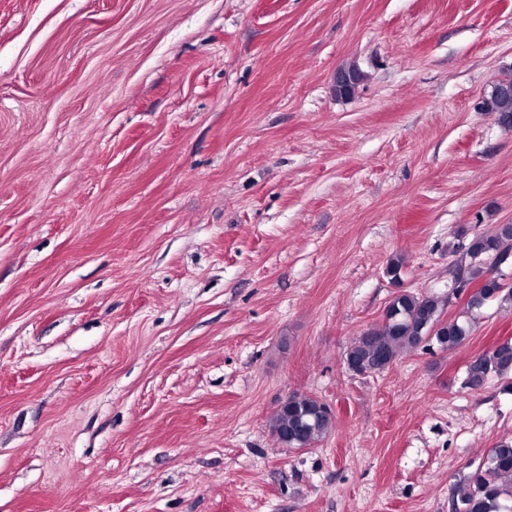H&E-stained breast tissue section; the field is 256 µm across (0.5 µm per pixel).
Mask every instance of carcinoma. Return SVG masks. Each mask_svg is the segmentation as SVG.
Returning a JSON list of instances; mask_svg holds the SVG:
<instances>
[{
  "mask_svg": "<svg viewBox=\"0 0 512 512\" xmlns=\"http://www.w3.org/2000/svg\"><path fill=\"white\" fill-rule=\"evenodd\" d=\"M483 110L512 127V94L492 90ZM461 252L455 265L452 288H476L468 297L467 310H478L490 300L512 307V284L504 283L501 266L512 259V233L500 230L472 236L456 247ZM449 298L402 290L394 295L380 325L362 333L345 354L354 372H381L399 356L426 343L451 351L469 338L472 324L459 318H444ZM512 373V341L486 350L467 364L462 386L481 389L492 377ZM333 419L320 400L294 394L288 404L276 409L269 429L286 448L301 449L321 441L330 432ZM452 512H512V440L501 441L484 460L463 477L453 497Z\"/></svg>",
  "mask_w": 512,
  "mask_h": 512,
  "instance_id": "carcinoma-1",
  "label": "carcinoma"
}]
</instances>
